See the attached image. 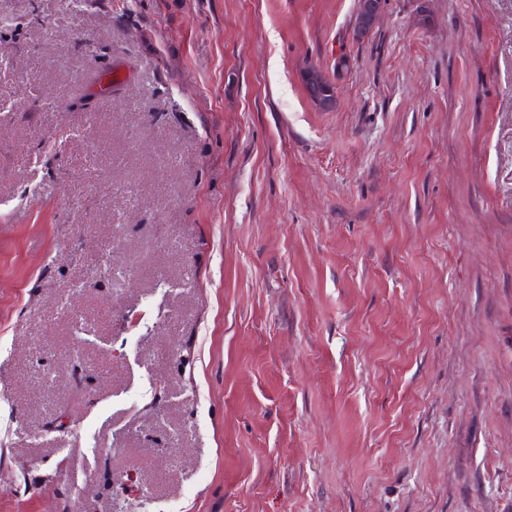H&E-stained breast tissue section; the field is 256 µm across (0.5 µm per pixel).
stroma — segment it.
Returning a JSON list of instances; mask_svg holds the SVG:
<instances>
[{
	"label": "stroma",
	"mask_w": 512,
	"mask_h": 512,
	"mask_svg": "<svg viewBox=\"0 0 512 512\" xmlns=\"http://www.w3.org/2000/svg\"><path fill=\"white\" fill-rule=\"evenodd\" d=\"M357 5L0 0V512H512V0ZM385 0H364L355 18V31L361 37L369 33L378 22Z\"/></svg>",
	"instance_id": "stroma-1"
}]
</instances>
